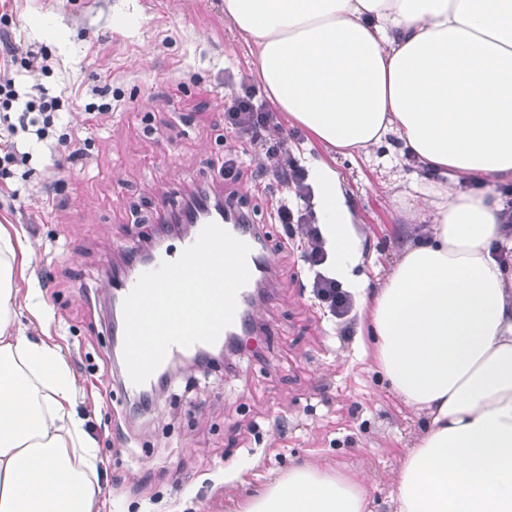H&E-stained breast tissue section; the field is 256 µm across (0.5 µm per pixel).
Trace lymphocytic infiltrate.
<instances>
[{"instance_id": "obj_1", "label": "lymphocytic infiltrate", "mask_w": 512, "mask_h": 512, "mask_svg": "<svg viewBox=\"0 0 512 512\" xmlns=\"http://www.w3.org/2000/svg\"><path fill=\"white\" fill-rule=\"evenodd\" d=\"M54 60L42 50H27L18 55L10 46L0 47V165L26 161L31 142L48 146L69 164L85 155L87 139L72 133L53 139L52 130L62 108L63 97L41 83L50 74ZM224 130L239 146L224 155L221 168L226 182H237L245 167H252L253 154L264 155L265 165L253 167L256 181L270 180L277 189L271 194L275 223L296 227L295 242L303 261L302 271L319 307L341 323H348L353 299L336 278L325 275L320 267L326 251L313 222L311 188L307 172L294 154L292 145L301 133L285 129L273 108L257 101L248 79L224 103Z\"/></svg>"}]
</instances>
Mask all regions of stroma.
<instances>
[{
    "instance_id": "1",
    "label": "stroma",
    "mask_w": 512,
    "mask_h": 512,
    "mask_svg": "<svg viewBox=\"0 0 512 512\" xmlns=\"http://www.w3.org/2000/svg\"><path fill=\"white\" fill-rule=\"evenodd\" d=\"M0 39L47 50L48 86L105 88L112 104L102 126L85 122L83 102L65 107L55 132L84 129L82 164H55L36 147L27 165L0 174V225L25 233L34 251L26 276L83 391L102 458V512H234L269 478L308 463L369 474L368 512H393L398 460L425 418L387 389L357 336L317 310L289 250L271 253L276 277L235 371L219 364L176 376L138 413L113 379L124 338L101 285L153 232L161 204H182L202 185L234 191L272 238L283 234L249 177L227 184L218 175L235 146L224 132L227 78L258 81L256 47L225 19L223 0H15ZM298 154L336 170L363 226L357 272L382 279L404 234L399 198L412 192L397 179L402 157L348 158L308 132ZM23 180L30 196L4 192Z\"/></svg>"
}]
</instances>
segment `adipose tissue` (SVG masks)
<instances>
[{
    "instance_id": "ef3b65f1",
    "label": "adipose tissue",
    "mask_w": 512,
    "mask_h": 512,
    "mask_svg": "<svg viewBox=\"0 0 512 512\" xmlns=\"http://www.w3.org/2000/svg\"><path fill=\"white\" fill-rule=\"evenodd\" d=\"M257 48L280 111L332 149L395 136L420 162L408 234L377 287L354 278L362 233L345 189L313 162L330 275L349 282L359 334L393 393L426 417L396 476L395 512H512V0H224ZM26 240L0 226V512H100L99 449L78 410ZM357 473L302 465L239 512H366Z\"/></svg>"
}]
</instances>
